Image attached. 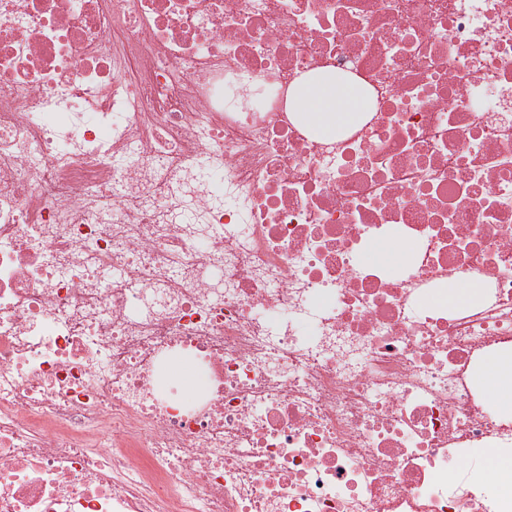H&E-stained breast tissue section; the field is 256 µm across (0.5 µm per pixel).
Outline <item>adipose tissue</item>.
<instances>
[{
  "label": "adipose tissue",
  "mask_w": 512,
  "mask_h": 512,
  "mask_svg": "<svg viewBox=\"0 0 512 512\" xmlns=\"http://www.w3.org/2000/svg\"><path fill=\"white\" fill-rule=\"evenodd\" d=\"M289 102L297 120L320 140L334 138L339 131L361 123L365 103L355 85L337 82L331 69L295 81ZM480 380L499 406L512 414V359L493 356Z\"/></svg>",
  "instance_id": "adipose-tissue-1"
}]
</instances>
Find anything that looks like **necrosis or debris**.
<instances>
[{
    "instance_id": "1",
    "label": "necrosis or debris",
    "mask_w": 512,
    "mask_h": 512,
    "mask_svg": "<svg viewBox=\"0 0 512 512\" xmlns=\"http://www.w3.org/2000/svg\"><path fill=\"white\" fill-rule=\"evenodd\" d=\"M510 352L512 0H0V512H512ZM289 102L297 120L319 140L332 139L342 129L358 126L365 110L357 87L337 82L330 68L295 81ZM417 251V244L405 237L394 236L390 240L373 245L367 252V262L397 271L408 263ZM483 296V287L478 282L450 283L443 293L430 299V304L440 307L457 306L463 303H478ZM480 376V380L499 406L512 414V359L494 355Z\"/></svg>"
}]
</instances>
